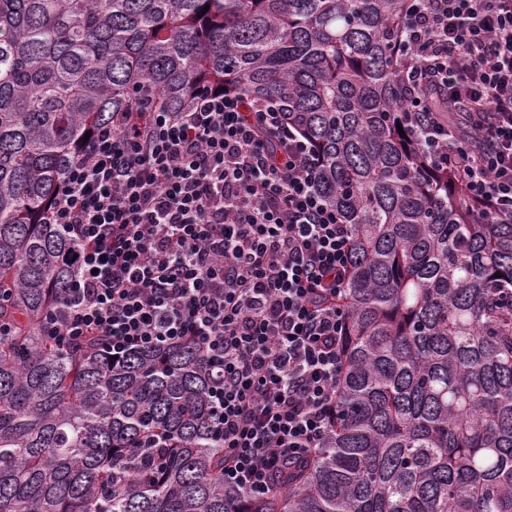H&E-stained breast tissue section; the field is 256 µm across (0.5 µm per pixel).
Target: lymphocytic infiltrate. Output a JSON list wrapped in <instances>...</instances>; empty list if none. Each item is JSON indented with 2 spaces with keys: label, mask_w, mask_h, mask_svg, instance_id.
Wrapping results in <instances>:
<instances>
[{
  "label": "lymphocytic infiltrate",
  "mask_w": 512,
  "mask_h": 512,
  "mask_svg": "<svg viewBox=\"0 0 512 512\" xmlns=\"http://www.w3.org/2000/svg\"><path fill=\"white\" fill-rule=\"evenodd\" d=\"M402 112L482 220L512 218V0H408L391 46ZM459 113L453 141L435 105ZM44 219L78 244L46 335L113 362L193 340L217 362L224 484L259 497L322 445L347 334L351 234L280 105L202 88L189 111L124 112L82 145Z\"/></svg>",
  "instance_id": "1"
}]
</instances>
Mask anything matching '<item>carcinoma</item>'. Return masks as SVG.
Here are the masks:
<instances>
[{"label":"carcinoma","instance_id":"carcinoma-1","mask_svg":"<svg viewBox=\"0 0 512 512\" xmlns=\"http://www.w3.org/2000/svg\"><path fill=\"white\" fill-rule=\"evenodd\" d=\"M403 4L0 0V512H512V221L399 134ZM224 86L287 107L352 233L336 414L261 498L224 487L200 346L114 364L42 329L85 133Z\"/></svg>","mask_w":512,"mask_h":512}]
</instances>
